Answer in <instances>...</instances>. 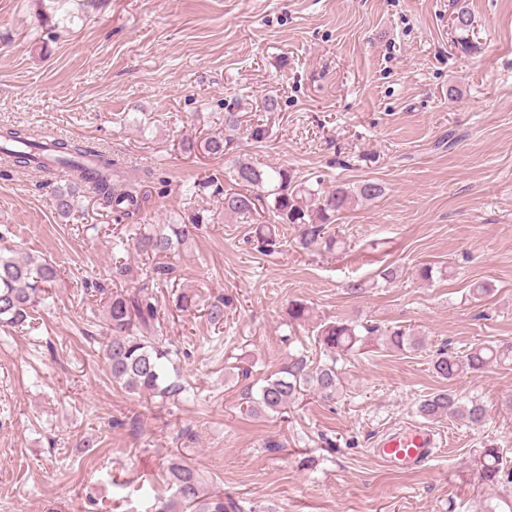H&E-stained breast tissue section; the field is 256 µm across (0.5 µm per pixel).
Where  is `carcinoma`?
Returning a JSON list of instances; mask_svg holds the SVG:
<instances>
[{
	"label": "carcinoma",
	"mask_w": 512,
	"mask_h": 512,
	"mask_svg": "<svg viewBox=\"0 0 512 512\" xmlns=\"http://www.w3.org/2000/svg\"><path fill=\"white\" fill-rule=\"evenodd\" d=\"M231 135L218 133L205 139L203 149L221 157ZM54 158L77 167L80 182L89 185L112 209L128 216L141 210L143 197L131 184L118 191L112 187V177L121 173L118 160L90 141L74 142L56 139L50 143ZM43 145L25 128L0 130V163L23 170L43 168ZM230 179L241 189L224 195V213L247 224H255V236L260 250L275 244V225L295 224L300 230L302 248L332 251L338 239L327 234V227L337 213L353 203L381 197L384 186L374 180H364L354 187L338 185L318 193L293 181L288 170L281 167L262 169L250 162L237 161ZM273 197L269 210L273 222L254 223L258 207ZM204 217L192 213L180 223L158 224L153 231L142 234L135 250L150 257L176 252L192 235ZM148 282L135 291L110 294L106 301V332L110 339L104 345L103 359L111 373L112 383L138 396L170 397L181 387L165 384L167 363L172 351L156 336L157 306L153 288H172L177 280V267L172 263L147 269ZM57 268L49 260L33 254L18 256L11 247H0V326L22 328L32 318L35 308L51 294L57 281ZM316 342L329 361L315 367L308 365L306 356L290 362L275 377L265 380L258 398L247 405L252 415L281 413L289 405L306 396L323 402L336 399L340 377L336 357L346 355L378 335L384 344L402 349L423 347L424 341L400 326L361 325L338 320L316 327ZM492 365H512V342L477 343L462 353L440 351L433 369L441 378L451 381L465 374H479ZM419 416L436 420L443 416L459 419L477 429L487 419L483 404L463 400L449 389H442L422 399L417 407ZM503 449L489 445L477 450L476 472L479 480L497 484L512 483V472L505 475L501 468ZM164 483L172 490L169 496L156 499L154 512H243L242 505L221 490L204 491L199 472L183 460L168 464Z\"/></svg>",
	"instance_id": "carcinoma-1"
}]
</instances>
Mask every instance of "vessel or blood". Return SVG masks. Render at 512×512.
<instances>
[{
    "mask_svg": "<svg viewBox=\"0 0 512 512\" xmlns=\"http://www.w3.org/2000/svg\"><path fill=\"white\" fill-rule=\"evenodd\" d=\"M435 446L434 433L429 428L402 426L387 432L376 442L375 454L388 467L414 469L427 461Z\"/></svg>",
    "mask_w": 512,
    "mask_h": 512,
    "instance_id": "vessel-or-blood-1",
    "label": "vessel or blood"
}]
</instances>
